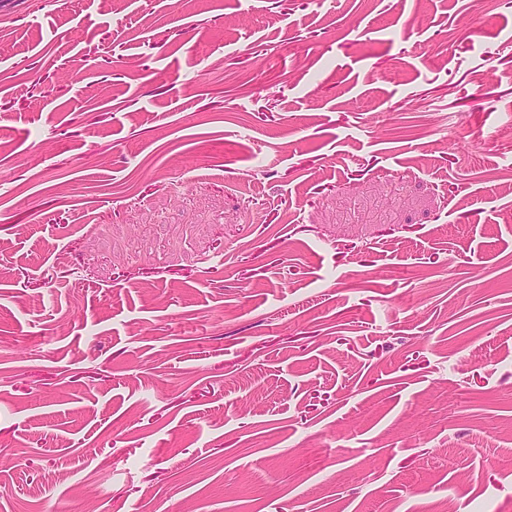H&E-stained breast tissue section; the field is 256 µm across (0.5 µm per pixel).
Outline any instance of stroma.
<instances>
[{
    "instance_id": "35a3bbf8",
    "label": "stroma",
    "mask_w": 512,
    "mask_h": 512,
    "mask_svg": "<svg viewBox=\"0 0 512 512\" xmlns=\"http://www.w3.org/2000/svg\"><path fill=\"white\" fill-rule=\"evenodd\" d=\"M508 127L512 0L1 14L0 512H512Z\"/></svg>"
}]
</instances>
